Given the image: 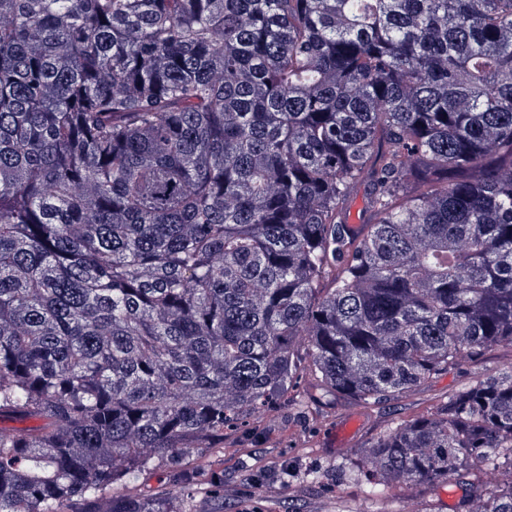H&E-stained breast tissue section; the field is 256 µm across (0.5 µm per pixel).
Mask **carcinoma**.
<instances>
[{
    "mask_svg": "<svg viewBox=\"0 0 512 512\" xmlns=\"http://www.w3.org/2000/svg\"><path fill=\"white\" fill-rule=\"evenodd\" d=\"M503 343L512 0H0V512H193L299 373L375 407ZM346 474L512 512V365ZM179 490V483L176 476L168 470L158 468L143 475L139 483L130 490L135 496L153 495L162 493H175Z\"/></svg>",
    "mask_w": 512,
    "mask_h": 512,
    "instance_id": "carcinoma-1",
    "label": "carcinoma"
}]
</instances>
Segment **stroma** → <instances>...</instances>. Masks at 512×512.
I'll return each mask as SVG.
<instances>
[{
	"instance_id": "obj_1",
	"label": "stroma",
	"mask_w": 512,
	"mask_h": 512,
	"mask_svg": "<svg viewBox=\"0 0 512 512\" xmlns=\"http://www.w3.org/2000/svg\"><path fill=\"white\" fill-rule=\"evenodd\" d=\"M511 363L512 346L504 344L449 367L411 396L373 409L339 398L313 419L289 405L263 433H225L224 454L212 463V473L224 478V496L211 502L212 512H464L459 488L429 485L415 487L405 498L394 490L366 506L361 483L343 477L342 471L388 424L437 406L464 385ZM352 418L355 429L340 434ZM310 470L318 471L319 479L306 480Z\"/></svg>"
}]
</instances>
